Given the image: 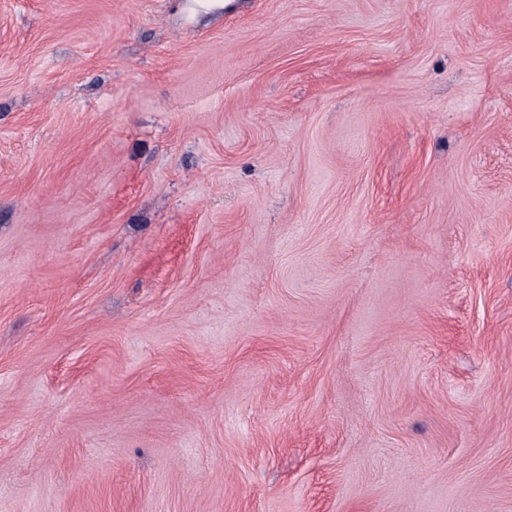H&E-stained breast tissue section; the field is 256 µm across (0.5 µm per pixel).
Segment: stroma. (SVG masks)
<instances>
[{
  "label": "stroma",
  "instance_id": "1",
  "mask_svg": "<svg viewBox=\"0 0 512 512\" xmlns=\"http://www.w3.org/2000/svg\"><path fill=\"white\" fill-rule=\"evenodd\" d=\"M0 512H512V0H0Z\"/></svg>",
  "mask_w": 512,
  "mask_h": 512
}]
</instances>
